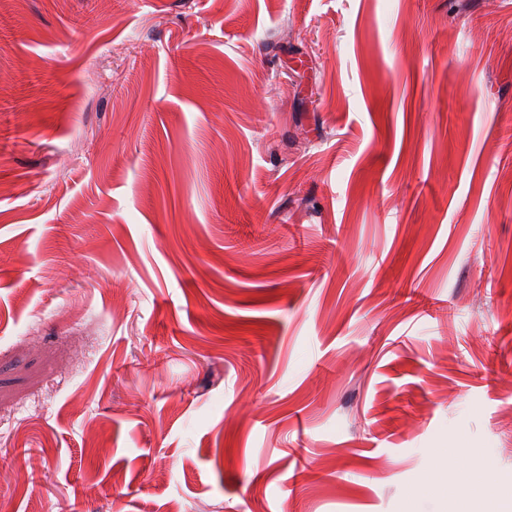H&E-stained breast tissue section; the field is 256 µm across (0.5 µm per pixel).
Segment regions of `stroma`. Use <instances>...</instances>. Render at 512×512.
<instances>
[{"label":"stroma","mask_w":512,"mask_h":512,"mask_svg":"<svg viewBox=\"0 0 512 512\" xmlns=\"http://www.w3.org/2000/svg\"><path fill=\"white\" fill-rule=\"evenodd\" d=\"M469 3L0 0V502L501 512L512 0Z\"/></svg>","instance_id":"stroma-1"}]
</instances>
